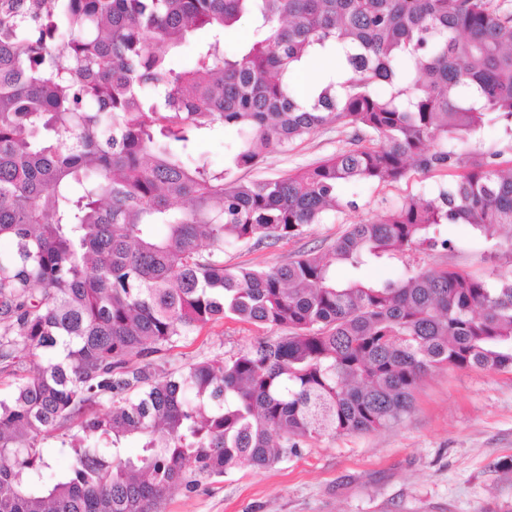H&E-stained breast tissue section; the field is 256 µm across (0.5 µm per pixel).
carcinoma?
Wrapping results in <instances>:
<instances>
[{
    "mask_svg": "<svg viewBox=\"0 0 512 512\" xmlns=\"http://www.w3.org/2000/svg\"><path fill=\"white\" fill-rule=\"evenodd\" d=\"M242 25L250 42L226 51ZM322 57L337 66L297 96L294 65ZM489 123L512 151V14L493 0H0V368L42 359L0 397V512H155L400 421L438 368L512 370L511 274L364 276L448 248L444 224L507 227L512 258V159L483 149ZM334 124L354 148L268 181L192 152L231 129L228 160L250 168ZM411 170L452 174L327 257L224 265V246L299 237L350 205L344 186ZM226 316L288 335L177 372L150 361ZM62 427L57 471L44 443Z\"/></svg>",
    "mask_w": 512,
    "mask_h": 512,
    "instance_id": "obj_1",
    "label": "carcinoma"
}]
</instances>
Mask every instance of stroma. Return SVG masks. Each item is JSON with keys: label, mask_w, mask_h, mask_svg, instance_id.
<instances>
[{"label": "stroma", "mask_w": 512, "mask_h": 512, "mask_svg": "<svg viewBox=\"0 0 512 512\" xmlns=\"http://www.w3.org/2000/svg\"><path fill=\"white\" fill-rule=\"evenodd\" d=\"M352 131L329 126L269 153L257 166L230 169L237 181L287 175L349 149ZM447 176L410 173L392 184L359 182L343 194L349 207L303 235L271 247L240 246L224 251V262L268 267L308 252H329L349 225L385 212L407 197L434 193ZM448 248L407 251L373 269L376 277L405 269L448 267L474 276L491 266L492 242L465 224H446ZM280 327L255 326L228 318L157 354L167 370L192 362L225 359L257 340L283 336ZM512 456V370L442 368L414 392L411 413L399 424L366 434L327 435L305 443L299 454L266 469L242 468L205 479L194 491L178 489L159 512H512V477L495 464Z\"/></svg>", "instance_id": "35a3bbf8"}]
</instances>
